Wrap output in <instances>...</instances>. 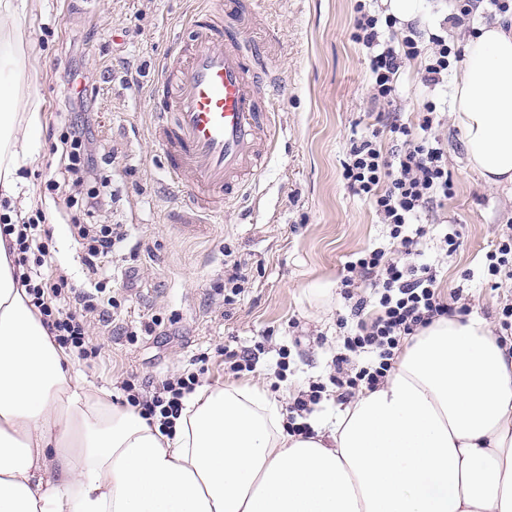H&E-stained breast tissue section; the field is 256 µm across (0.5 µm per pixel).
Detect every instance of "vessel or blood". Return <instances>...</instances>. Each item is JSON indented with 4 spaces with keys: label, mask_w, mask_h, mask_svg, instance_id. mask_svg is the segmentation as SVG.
I'll list each match as a JSON object with an SVG mask.
<instances>
[{
    "label": "vessel or blood",
    "mask_w": 512,
    "mask_h": 512,
    "mask_svg": "<svg viewBox=\"0 0 512 512\" xmlns=\"http://www.w3.org/2000/svg\"><path fill=\"white\" fill-rule=\"evenodd\" d=\"M242 9V0H214L192 14L187 38L153 89L161 105L152 136L187 210L198 216L219 217L213 195L235 200L273 142L274 109L261 101L267 65L246 48Z\"/></svg>",
    "instance_id": "vessel-or-blood-1"
}]
</instances>
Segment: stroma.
<instances>
[{"label": "stroma", "instance_id": "obj_1", "mask_svg": "<svg viewBox=\"0 0 512 512\" xmlns=\"http://www.w3.org/2000/svg\"><path fill=\"white\" fill-rule=\"evenodd\" d=\"M207 2L14 0L9 29L24 59L20 95L39 113L40 130L19 163L9 204L16 211L29 199L47 214L55 262L79 281L84 250L41 189L59 157L50 125L64 109L59 75L71 61L81 63L93 84L101 144L117 151L112 188L118 200L107 221L126 225L128 238L112 256L106 289L117 303L115 324L89 327L103 360L86 376L117 399L124 379L182 373L202 352L209 355L204 385L228 382L221 355L227 346L256 348V369L241 382L276 397L290 399L311 383L328 382L348 333L343 267L365 249L393 245L389 225L352 196L343 178L349 141L371 122L369 64L350 37L357 0L252 4L240 23L272 69L279 134L242 196L216 222L170 223L182 198L152 138V91L185 21ZM462 71L454 63L443 84L429 91L420 83L421 62L412 61L398 89L403 120L415 122L424 100L454 98ZM438 117L455 194L427 213L433 235L421 249L437 270L442 295L495 326L501 309L512 306V265L495 276L488 272L491 254L512 233V183L487 184L469 165L452 111ZM449 233L456 241L451 253L443 242ZM236 261L249 280L228 303L216 288ZM153 318L160 321L156 331H140ZM124 327L136 336L121 335Z\"/></svg>", "mask_w": 512, "mask_h": 512}]
</instances>
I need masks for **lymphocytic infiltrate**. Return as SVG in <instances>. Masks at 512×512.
Instances as JSON below:
<instances>
[{"label":"lymphocytic infiltrate","instance_id":"1","mask_svg":"<svg viewBox=\"0 0 512 512\" xmlns=\"http://www.w3.org/2000/svg\"><path fill=\"white\" fill-rule=\"evenodd\" d=\"M353 39L370 52L372 103L381 105L375 121L400 141L394 160H387L375 136L351 142L344 164V178L352 195L367 201L397 242L393 251L374 249L348 262L342 284L371 281L373 298L361 297L350 313L355 328L343 339V353L334 361L330 382L338 400L347 402L380 385L395 365V352L404 341L440 319L463 315V308L445 301L436 286V270L421 262L420 245L427 225L418 223L454 192L448 158L437 135V105L426 102L417 126L400 121L397 83L407 62L423 58L422 84L432 88L444 81L452 61L461 51L438 32L422 33L417 23L399 24L392 16H379L359 5ZM60 82L68 93L61 122L60 166L46 182V189L62 202L75 240L85 245L87 277L78 283L58 269L50 250L52 227L43 212L19 221H0V235L13 243L18 282L26 288L31 305L58 346L76 351L91 364L100 354L90 343L92 321H108L102 298L111 278L112 253L128 233L123 224H99L95 218L112 208L114 196L105 171L107 157L100 152L99 116L90 101L89 83L79 63L65 68ZM200 384V375L186 372L146 389L128 381L122 388L126 403L148 421L172 426L183 411V399Z\"/></svg>","mask_w":512,"mask_h":512}]
</instances>
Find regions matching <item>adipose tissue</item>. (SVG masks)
<instances>
[{
  "mask_svg": "<svg viewBox=\"0 0 512 512\" xmlns=\"http://www.w3.org/2000/svg\"><path fill=\"white\" fill-rule=\"evenodd\" d=\"M0 189L32 151L0 46ZM469 161L512 182V24L483 26L455 92ZM0 237V512H512V339L442 319L335 419L288 434L259 385L184 399L171 431L67 370Z\"/></svg>",
  "mask_w": 512,
  "mask_h": 512,
  "instance_id": "ef3b65f1",
  "label": "adipose tissue"
}]
</instances>
